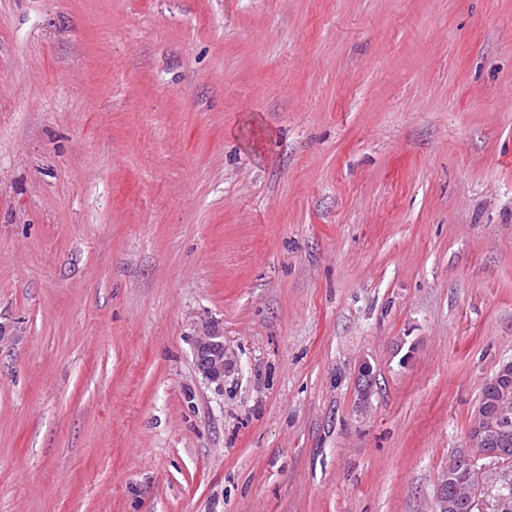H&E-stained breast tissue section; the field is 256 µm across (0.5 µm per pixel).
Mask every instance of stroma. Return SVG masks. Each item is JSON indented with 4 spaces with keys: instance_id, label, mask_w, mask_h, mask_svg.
I'll return each mask as SVG.
<instances>
[{
    "instance_id": "obj_1",
    "label": "stroma",
    "mask_w": 512,
    "mask_h": 512,
    "mask_svg": "<svg viewBox=\"0 0 512 512\" xmlns=\"http://www.w3.org/2000/svg\"><path fill=\"white\" fill-rule=\"evenodd\" d=\"M510 359L512 0H0V512H434ZM224 346L223 336H205L197 341L196 366L198 371L210 381L224 378Z\"/></svg>"
}]
</instances>
